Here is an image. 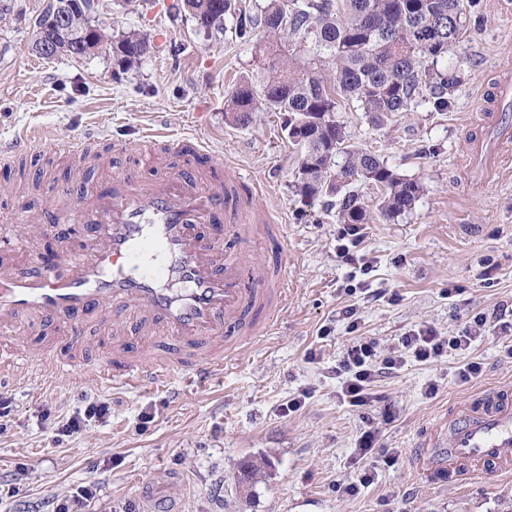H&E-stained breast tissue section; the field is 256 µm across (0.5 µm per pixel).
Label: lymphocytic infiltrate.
<instances>
[{
    "label": "lymphocytic infiltrate",
    "instance_id": "obj_1",
    "mask_svg": "<svg viewBox=\"0 0 512 512\" xmlns=\"http://www.w3.org/2000/svg\"><path fill=\"white\" fill-rule=\"evenodd\" d=\"M512 330V306H502L492 315H476L458 335L448 336L432 327L411 330L399 337L395 347L382 349L371 337L352 340L336 363L340 380L337 397L355 408L384 403L378 390L381 379L397 374L408 360L438 361L450 351H466L483 341L489 331Z\"/></svg>",
    "mask_w": 512,
    "mask_h": 512
}]
</instances>
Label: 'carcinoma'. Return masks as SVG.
<instances>
[{"label":"carcinoma","mask_w":512,"mask_h":512,"mask_svg":"<svg viewBox=\"0 0 512 512\" xmlns=\"http://www.w3.org/2000/svg\"><path fill=\"white\" fill-rule=\"evenodd\" d=\"M231 11L232 0H185L201 27L218 24L215 3ZM288 12V29L279 18ZM462 0H268L259 12L240 13L235 37L243 43L260 39L266 54L258 75L238 82L226 100L228 121L246 127L257 112V101L283 118L302 156L295 176V191L305 200L339 196L337 220L363 224L366 209L342 185L356 182L380 192L378 209L389 219L411 210L422 186L388 166L377 152L345 145L342 124L336 120L341 100L360 103L372 121L407 112L425 102L436 111L452 105L460 84L458 70L438 66L462 39ZM328 55L333 78L325 79L300 63L307 42ZM149 50L148 39L135 32L112 41L113 57L130 67ZM344 155L336 165V155Z\"/></svg>","instance_id":"carcinoma-1"}]
</instances>
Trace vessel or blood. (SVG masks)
<instances>
[{
  "instance_id": "obj_1",
  "label": "vessel or blood",
  "mask_w": 512,
  "mask_h": 512,
  "mask_svg": "<svg viewBox=\"0 0 512 512\" xmlns=\"http://www.w3.org/2000/svg\"><path fill=\"white\" fill-rule=\"evenodd\" d=\"M185 152L189 162L182 168L151 179L128 171L106 177L90 201L67 208L64 220L82 226L86 239L58 264L33 261L18 272L14 261L30 252L28 238L0 239V334L13 335L34 318L67 320L68 352L54 362L62 371L78 358L88 323L112 316V349L123 364L94 376L127 390L166 385L180 368L207 385L225 357L242 351V337L268 335L286 306L285 227L262 204L230 212L228 187L204 183L194 172L192 160L204 146L190 144ZM219 232L228 248L213 245ZM261 237L273 239L278 256L241 267L238 249ZM139 338L170 341L175 359L141 356ZM26 359L19 348H1L0 385ZM433 430L413 457L424 483L512 472V390L487 391Z\"/></svg>"
}]
</instances>
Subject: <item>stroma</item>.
Returning a JSON list of instances; mask_svg holds the SVG:
<instances>
[{
    "label": "stroma",
    "mask_w": 512,
    "mask_h": 512,
    "mask_svg": "<svg viewBox=\"0 0 512 512\" xmlns=\"http://www.w3.org/2000/svg\"><path fill=\"white\" fill-rule=\"evenodd\" d=\"M49 0H0V145L23 133L50 129L29 156L0 168V227L29 236L34 253L64 256L84 240L80 226L56 223L61 206L79 203L104 172L154 168L143 135L162 126L176 137L207 142L228 169L209 170L212 181L240 173L265 188L264 203L288 226V305L271 335L257 338L240 356L225 358L211 384L196 387L185 372L169 386L113 389L94 378L112 357V323L86 336L84 358L70 372L25 367L0 386L11 415L0 431V487L16 497L0 512H50L54 500L92 483L97 495L86 512H142L141 490L153 485L184 512H512V474L489 476L464 487H423L412 468L415 448L428 442L437 416L492 387H512V359L499 335L434 363L408 361L379 390L395 419L384 429L397 449L371 484L360 485L365 463L356 453L361 412L336 396V361L353 335L376 337L391 347L404 332L431 326L461 329L477 313L512 303V176L473 170L474 144L490 140L494 109L481 108L479 92L512 80V0H479L481 23L468 28L461 46L445 58L461 83L453 108L427 104L372 123L354 101L336 114L349 145L378 150L400 175L423 190L415 206L395 219L377 209L374 187L354 184L367 210L359 254L373 258L369 288L395 293L396 301L348 296L350 268L336 256L337 212L306 202L293 187L300 152L278 113L261 111L245 128L229 123L224 102L237 81L262 65L253 45L234 38L236 18H224V37L198 31L176 13L174 0H96V17L110 37L146 34L151 48L130 69L117 66L111 46L81 60L43 59L32 51L35 22ZM96 144L77 161L59 141ZM37 210L34 224L18 220ZM497 267L494 285L482 280V262ZM462 295L447 297V288ZM359 308L349 333L339 311ZM328 338H320V329ZM68 325L35 321L0 345H21L32 359L66 335ZM480 362L481 376L460 383L456 371ZM436 381L435 396L425 393ZM304 397L302 409L280 406ZM93 399L109 402L111 415L89 421L70 436L62 423ZM254 469L250 483L240 480ZM358 484L349 496L340 483Z\"/></svg>",
    "instance_id": "35a3bbf8"
}]
</instances>
